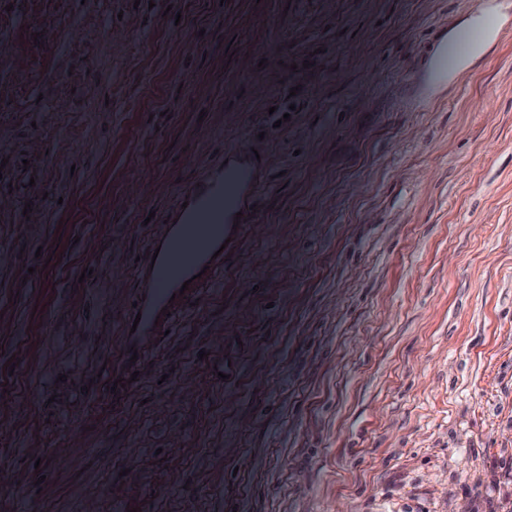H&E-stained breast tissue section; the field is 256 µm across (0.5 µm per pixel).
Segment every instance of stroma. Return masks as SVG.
Wrapping results in <instances>:
<instances>
[{"instance_id": "stroma-1", "label": "stroma", "mask_w": 512, "mask_h": 512, "mask_svg": "<svg viewBox=\"0 0 512 512\" xmlns=\"http://www.w3.org/2000/svg\"><path fill=\"white\" fill-rule=\"evenodd\" d=\"M0 160V512L512 503V0H0ZM228 164L255 218L131 363ZM489 17V15L487 14H476V15H473L471 17H469L461 27L459 28H456V29H453L451 30L450 32H448L447 35H445L439 45H438V49L437 50H443V49H448V52L452 49V48H455L456 50V47H457V44H458V34H459V29H474V28H481V27H484L486 24H487V18ZM438 51V52H439ZM438 52L436 54V58H435V54L433 55L430 63H429V71H430V75H431V79L437 83V84H442L444 79L445 78H439L437 75H440L439 74V68H438ZM437 74V75H436ZM498 33V29L496 24L494 27L487 29L484 32L483 37L470 45L467 46L466 51L463 53L455 54V67L452 70H448V56L441 61V68L443 71L448 73L449 71H454L457 73L459 71L466 70L471 62L479 57H481L488 47L494 42Z\"/></svg>"}]
</instances>
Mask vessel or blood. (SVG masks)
I'll list each match as a JSON object with an SVG mask.
<instances>
[{
    "mask_svg": "<svg viewBox=\"0 0 512 512\" xmlns=\"http://www.w3.org/2000/svg\"><path fill=\"white\" fill-rule=\"evenodd\" d=\"M252 182L253 175L248 168L225 170L222 187L217 188L213 195L200 199L192 222L183 225L180 235L167 240L163 252L158 254L149 271L146 283L149 299L139 307L140 334L135 341L139 352H147L156 334L165 325L168 313L174 312L178 304L197 294L193 276L206 267L213 271L222 267L223 257L215 256L207 244L213 238L223 237V214L247 212V205L238 201L236 191ZM182 276L190 279L184 291L174 285L175 280Z\"/></svg>",
    "mask_w": 512,
    "mask_h": 512,
    "instance_id": "1",
    "label": "vessel or blood"
}]
</instances>
